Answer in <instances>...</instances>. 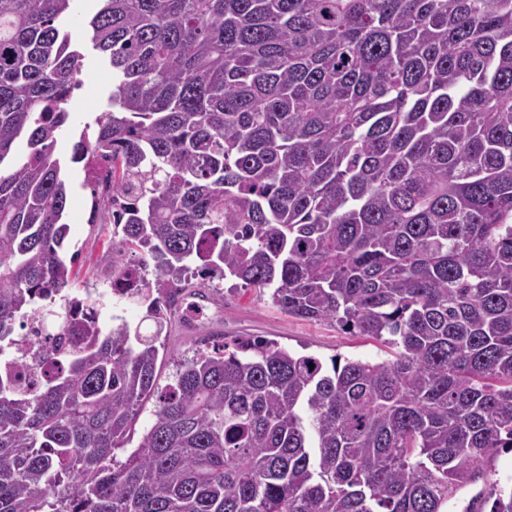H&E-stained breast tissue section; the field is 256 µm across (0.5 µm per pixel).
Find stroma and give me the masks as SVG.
I'll return each instance as SVG.
<instances>
[{
	"label": "stroma",
	"instance_id": "35a3bbf8",
	"mask_svg": "<svg viewBox=\"0 0 512 512\" xmlns=\"http://www.w3.org/2000/svg\"><path fill=\"white\" fill-rule=\"evenodd\" d=\"M97 9L96 0H75L71 14L61 24L71 35L70 48L82 56V89L73 93V126L58 141L57 154L69 162L73 184L71 211L89 209L91 192L85 188L82 164L71 162L72 145L85 125L110 107L112 69L94 48L89 21ZM69 249L79 255L74 266L78 287L106 288L105 277L111 268L103 258L106 247L98 225L76 221L71 225ZM195 299L209 310L206 319L181 316L168 310L169 323L159 338L158 384L172 383L180 360L192 357L197 349L244 339H263L297 354H309L323 363L331 360L362 359L382 361L392 352L381 342L365 336H353L338 326L288 315L272 303L268 294L245 288L235 281H223L219 290L197 289Z\"/></svg>",
	"mask_w": 512,
	"mask_h": 512
}]
</instances>
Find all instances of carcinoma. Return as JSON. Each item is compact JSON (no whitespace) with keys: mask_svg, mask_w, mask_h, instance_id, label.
<instances>
[{"mask_svg":"<svg viewBox=\"0 0 512 512\" xmlns=\"http://www.w3.org/2000/svg\"><path fill=\"white\" fill-rule=\"evenodd\" d=\"M73 2L0 0V512H442L479 481L464 512H512L490 467L512 449V0H98L112 109L71 162L90 187L110 165L91 211L106 255L141 252L126 297L230 276L396 348L328 369L222 345L164 390L167 317L53 310L78 259ZM30 311L81 337L31 388ZM155 409L156 408L154 400H150L145 403L141 414L139 415L133 426L134 433L133 435H131L130 442L126 445V448L120 449L116 452L118 460L123 461L126 458V456L138 445L142 434L154 421Z\"/></svg>","mask_w":512,"mask_h":512,"instance_id":"obj_1","label":"carcinoma"}]
</instances>
